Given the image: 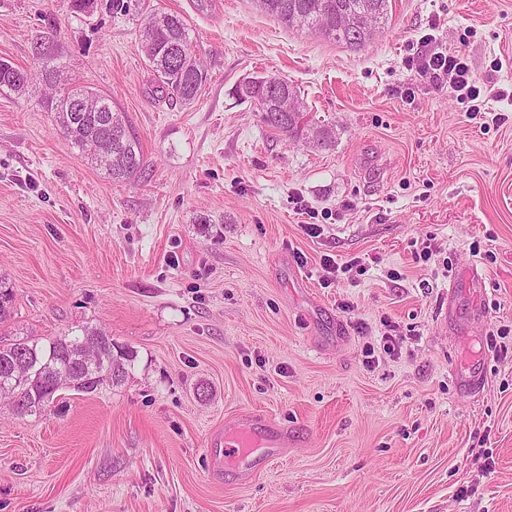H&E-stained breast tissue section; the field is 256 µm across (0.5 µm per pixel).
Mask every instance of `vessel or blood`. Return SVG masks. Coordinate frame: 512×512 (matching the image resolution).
I'll use <instances>...</instances> for the list:
<instances>
[{
  "instance_id": "1",
  "label": "vessel or blood",
  "mask_w": 512,
  "mask_h": 512,
  "mask_svg": "<svg viewBox=\"0 0 512 512\" xmlns=\"http://www.w3.org/2000/svg\"><path fill=\"white\" fill-rule=\"evenodd\" d=\"M288 437L286 433L274 428L270 421L252 414L248 419L232 421L224 428V462L242 476L252 473L250 447L252 443H260L265 449L266 458H275L280 448L285 447Z\"/></svg>"
}]
</instances>
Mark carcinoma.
Here are the masks:
<instances>
[{
    "label": "carcinoma",
    "mask_w": 512,
    "mask_h": 512,
    "mask_svg": "<svg viewBox=\"0 0 512 512\" xmlns=\"http://www.w3.org/2000/svg\"><path fill=\"white\" fill-rule=\"evenodd\" d=\"M260 9L281 23L297 30L319 33L352 49H360L372 38V30L385 24L388 0H257ZM142 47L161 91L189 104L207 82V72L193 53L192 37L185 19L175 13H159L144 24ZM38 69L49 84H56L60 67L47 53L37 58ZM33 80L35 70L0 62V91L23 93L28 88L21 79ZM284 106L269 95L237 87V94L258 102L263 122L270 128L295 139L310 131L313 143L326 148L334 143V132L326 126L306 128L304 112L295 88ZM71 94L98 98L99 112H72L65 97ZM54 121L71 144L88 152L92 160L114 181L135 178L143 173V152L138 136L126 116L112 105V99L79 85L63 84L51 100ZM101 338L98 360L88 367L82 362L85 344ZM132 356L115 350L112 337L105 331L84 326L73 336L26 338L5 342L0 339V398L9 401L21 415L42 411L60 389L64 372L76 377V390L92 393L98 389L97 377L104 374L113 383L126 376V364Z\"/></svg>",
    "instance_id": "carcinoma-1"
}]
</instances>
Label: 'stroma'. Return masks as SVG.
<instances>
[{"instance_id":"35a3bbf8","label":"stroma","mask_w":512,"mask_h":512,"mask_svg":"<svg viewBox=\"0 0 512 512\" xmlns=\"http://www.w3.org/2000/svg\"><path fill=\"white\" fill-rule=\"evenodd\" d=\"M123 2L0 0V60L51 52L125 112L146 167L112 181L42 84L0 91V337L89 326L134 354L120 383L33 415L0 405V512H512V97L472 119L411 64L428 36L512 87V0H389L360 50L255 0ZM160 12L184 17L208 73L192 103L142 52ZM267 75L331 147L237 95ZM255 410L287 447L250 478L212 474L215 436Z\"/></svg>"}]
</instances>
